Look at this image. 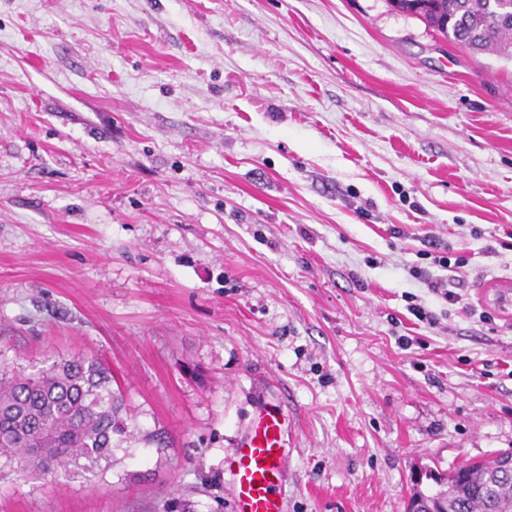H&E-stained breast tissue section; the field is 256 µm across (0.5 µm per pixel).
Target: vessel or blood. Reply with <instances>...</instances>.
Returning a JSON list of instances; mask_svg holds the SVG:
<instances>
[{
    "label": "vessel or blood",
    "mask_w": 512,
    "mask_h": 512,
    "mask_svg": "<svg viewBox=\"0 0 512 512\" xmlns=\"http://www.w3.org/2000/svg\"><path fill=\"white\" fill-rule=\"evenodd\" d=\"M282 413L259 412L229 464L236 512H286L283 480L290 451Z\"/></svg>",
    "instance_id": "b4317fda"
}]
</instances>
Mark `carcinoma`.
<instances>
[{"label": "carcinoma", "instance_id": "obj_1", "mask_svg": "<svg viewBox=\"0 0 512 512\" xmlns=\"http://www.w3.org/2000/svg\"><path fill=\"white\" fill-rule=\"evenodd\" d=\"M407 16L475 53L512 58V0H391ZM112 376L71 358L0 378V457L22 471L58 477L114 454L129 438ZM419 495L435 512H512V449L438 474Z\"/></svg>", "mask_w": 512, "mask_h": 512}]
</instances>
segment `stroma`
Here are the masks:
<instances>
[{"label": "stroma", "instance_id": "stroma-1", "mask_svg": "<svg viewBox=\"0 0 512 512\" xmlns=\"http://www.w3.org/2000/svg\"><path fill=\"white\" fill-rule=\"evenodd\" d=\"M504 277L511 61L389 0H0V374L99 360L133 433L0 512H234L263 408L288 512H407L512 448Z\"/></svg>", "mask_w": 512, "mask_h": 512}]
</instances>
